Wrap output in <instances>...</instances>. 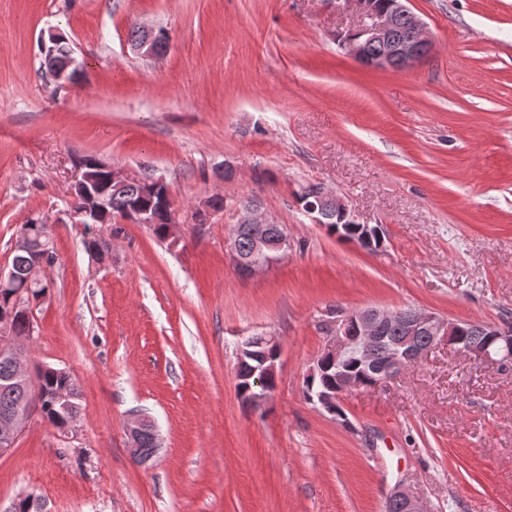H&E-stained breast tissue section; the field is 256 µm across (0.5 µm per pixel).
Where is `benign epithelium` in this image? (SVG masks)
I'll return each mask as SVG.
<instances>
[{
	"instance_id": "obj_1",
	"label": "benign epithelium",
	"mask_w": 512,
	"mask_h": 512,
	"mask_svg": "<svg viewBox=\"0 0 512 512\" xmlns=\"http://www.w3.org/2000/svg\"><path fill=\"white\" fill-rule=\"evenodd\" d=\"M409 2L410 0H395L391 10L379 11L373 6L372 0H357L361 19L342 42L346 54L372 69L403 70L420 63L429 54L431 42L426 24L410 10ZM397 16L408 19L412 28L411 34L401 36L397 33L394 22ZM370 44L377 47V51L372 55L366 51ZM76 168L78 174L72 185V196L76 200L85 197L90 203L72 209L69 213L70 223L93 224L97 221L98 215L105 211L106 204L100 197H93L89 193L93 182L91 169L81 162L76 163ZM328 203L333 204L334 209L341 212L347 223L352 225V229L361 235L365 245L372 248L375 243L382 242L379 225L361 222L359 216L349 208L346 200L327 188L323 189L322 205L310 204L307 207V214L311 216L313 223H324V205ZM273 223L275 220L257 201H250L240 209L237 225L233 226L229 240V254L237 274L243 277L257 276L288 253L291 248L289 236L284 234L271 238L260 233L259 225ZM240 231L248 232L253 237V250L247 257L239 255L236 250L235 240ZM12 299L15 301L13 307L8 312L0 314V352L15 362L18 380L25 386L35 388L38 386L35 369L11 332L13 317H25L29 311L17 295H12ZM395 317L403 321L405 338L395 345L387 358L378 360L375 344L384 340L386 322ZM458 328L457 320L421 309H413L405 314L384 309L358 310L336 320V342L330 344L323 355L339 362L349 352L357 353L362 364L374 377L373 387L377 388L394 379L407 367L416 364L439 341L446 339L448 345H453V336L456 335ZM457 350L478 360H493V352L483 344H466L457 347ZM278 358L279 355L275 354L266 359L261 368L254 370L250 375L254 388L259 392L257 400L263 403L271 398V394L266 392V382L268 378L277 376ZM358 386L360 383L349 376H344L335 394L317 395L311 398V401L319 404L326 412L338 416V400L341 395ZM31 415V410H21L7 418V425H0V455L14 447ZM149 424L150 421L145 419L127 424L130 454L135 459L143 456V449L139 448V435ZM389 500L399 502L402 512H427L416 496L401 488L396 489L389 496Z\"/></svg>"
}]
</instances>
